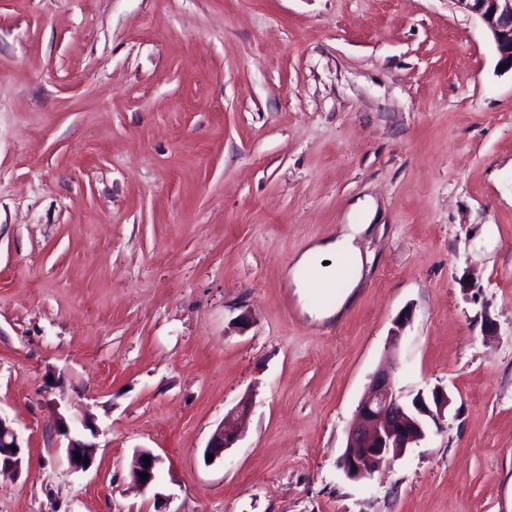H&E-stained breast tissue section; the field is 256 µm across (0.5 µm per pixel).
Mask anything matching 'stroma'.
I'll return each mask as SVG.
<instances>
[{
    "instance_id": "obj_1",
    "label": "stroma",
    "mask_w": 512,
    "mask_h": 512,
    "mask_svg": "<svg viewBox=\"0 0 512 512\" xmlns=\"http://www.w3.org/2000/svg\"><path fill=\"white\" fill-rule=\"evenodd\" d=\"M347 222L362 276L311 317L288 269ZM389 362L452 403L354 482L337 462ZM0 415L23 452L0 512H512V72L481 20L0 0ZM61 416L99 431L88 471ZM249 411V402L242 401L234 410L224 418V423L211 436L205 450V454L214 455V460L224 457V452L239 440V433L236 428V422ZM146 457L151 458L150 465L145 464L144 459ZM159 462H160V460H159L158 456L154 455L151 451H148V450L139 451L135 456V460H134L133 467L131 470V475H132V478L134 479V481H136L142 487H148L149 485H151L156 478V470H157V465ZM142 472L148 473L147 481H143L140 478V473H142Z\"/></svg>"
}]
</instances>
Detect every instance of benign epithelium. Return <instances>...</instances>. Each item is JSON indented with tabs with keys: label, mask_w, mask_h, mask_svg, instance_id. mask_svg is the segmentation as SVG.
<instances>
[{
	"label": "benign epithelium",
	"mask_w": 512,
	"mask_h": 512,
	"mask_svg": "<svg viewBox=\"0 0 512 512\" xmlns=\"http://www.w3.org/2000/svg\"><path fill=\"white\" fill-rule=\"evenodd\" d=\"M463 10L478 16L495 46L499 65L512 71V0H454ZM452 399L443 387L429 392H418L409 402L396 388L389 370L378 369L370 378L356 414L348 428L346 446L338 466L351 481H359L373 475L389 456L403 454L417 447L426 439L430 424L439 423ZM249 411V402L242 401L224 418V423L211 436L205 454L214 459L224 457V452L237 443L239 433L236 422ZM59 435L66 440V453L70 467L86 471L90 463L75 459V453L92 461L98 445L93 441L97 430L86 420L81 428H72L66 421L60 422ZM151 458L145 464V458ZM158 456L149 450L139 451L133 463L131 475L143 487L156 478ZM22 466V444L12 423L0 415V470H18ZM148 473L147 480L140 473Z\"/></svg>",
	"instance_id": "7a95c632"
}]
</instances>
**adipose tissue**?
<instances>
[{
    "label": "adipose tissue",
    "instance_id": "obj_1",
    "mask_svg": "<svg viewBox=\"0 0 512 512\" xmlns=\"http://www.w3.org/2000/svg\"><path fill=\"white\" fill-rule=\"evenodd\" d=\"M362 224L347 225L345 233L336 239L311 244L290 267L291 279H299L304 268L319 270L324 287L336 284L342 274H354L364 268L361 251L354 247L356 235L365 232Z\"/></svg>",
    "mask_w": 512,
    "mask_h": 512
}]
</instances>
